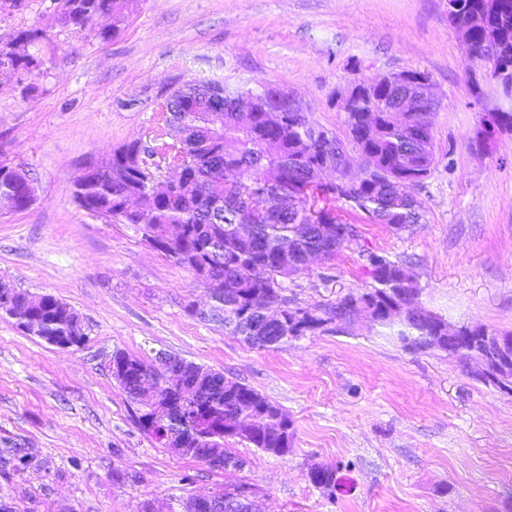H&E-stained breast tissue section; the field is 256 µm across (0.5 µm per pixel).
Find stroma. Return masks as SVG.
<instances>
[{"instance_id": "1", "label": "stroma", "mask_w": 512, "mask_h": 512, "mask_svg": "<svg viewBox=\"0 0 512 512\" xmlns=\"http://www.w3.org/2000/svg\"><path fill=\"white\" fill-rule=\"evenodd\" d=\"M57 10L58 0L0 8V46L44 31L39 73L0 78V160L35 186L28 209L0 206V278L68 303L85 341L57 348L0 315V503L183 512L189 495L246 484L253 512H512V395L366 319L250 346L206 317L209 289L140 225L90 215L70 191L86 162L163 133L154 102L185 83L293 93L308 123L343 138L353 84L422 71L439 101L436 162L417 193L424 224L396 233L337 203L358 241L283 283L312 309L370 287L363 251L409 256L425 307L453 325L512 332V135L474 146L482 113L512 102L467 61L448 0H132L107 42L58 25ZM119 349L175 354L252 387L287 413L291 451L232 439L227 450L248 464L223 472L159 447L108 369ZM19 453L30 460L21 471ZM317 464L354 488L316 486Z\"/></svg>"}]
</instances>
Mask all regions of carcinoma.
<instances>
[{
    "label": "carcinoma",
    "mask_w": 512,
    "mask_h": 512,
    "mask_svg": "<svg viewBox=\"0 0 512 512\" xmlns=\"http://www.w3.org/2000/svg\"><path fill=\"white\" fill-rule=\"evenodd\" d=\"M129 0H59L56 22L63 27L82 29L96 15H106L110 24L94 32L108 41L118 34ZM484 6V0H448V21L456 25ZM494 18L509 31V60L512 61V0H496ZM471 62H486L482 35H476L465 49ZM38 66L32 54H14L0 47V76L30 74ZM206 83H188L179 97L156 103L165 125L184 134L180 147L169 152L170 163L183 168L186 179L161 194L151 190V176L143 168L130 167L128 160L139 154L163 150L168 141L155 139L149 147L139 142L126 144L109 158L112 168L125 169L124 178L110 174L78 181L71 188L75 202L92 204L100 214L119 224H136L138 215L126 208L133 195L145 197L151 206L150 222L143 235L164 234L182 228V237L165 254L193 271L199 279L215 268L224 269V288L217 294L224 306V326L251 346L268 348L304 336L329 325L340 329L350 324L348 315L359 306L373 307L379 325L386 326L384 310L403 300L405 293L420 291L412 263L393 261L385 254H363L373 283L363 292L350 293L334 304L309 309L296 317V305L286 289L275 282L280 265L297 272L307 268V254L316 252L330 260L359 239L353 222L336 215V202L365 213L375 224L395 233L409 231L425 223L416 188L434 165L429 153L432 130L420 123L415 113L410 138L402 126L385 125L379 138L371 136V124L383 123L376 113L373 123L366 119L367 99L362 96L345 108L349 140L367 157L368 169L356 183L340 187L319 180V169L330 161L322 139L314 137L300 115V106L291 101L280 106L277 115L256 112L253 125L245 128L232 112L229 97L221 101L203 98ZM29 180L21 168L0 173V195L18 190ZM250 224L253 233L241 234L239 225ZM262 296L283 302L282 319L263 330L257 326L264 314L255 301ZM77 312L51 294L42 295V305L30 315L25 333L45 342L68 339L79 346L83 337H73ZM114 357L126 362L133 372L151 370L152 362L117 350ZM206 400L183 416L153 409V393L139 389L134 381L124 387L136 406V422L156 444L168 447L165 436L185 440L189 448H203L224 464V471H239L246 460L224 448L237 419L258 423L273 419L276 429L261 431L242 440L267 454L285 455L293 432L283 410L251 387L216 371L205 382Z\"/></svg>",
    "instance_id": "carcinoma-1"
}]
</instances>
